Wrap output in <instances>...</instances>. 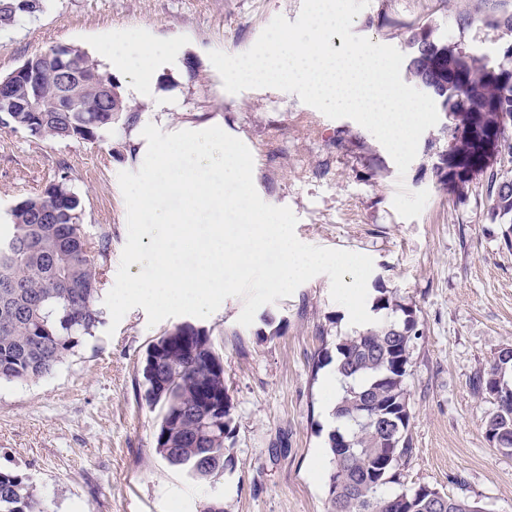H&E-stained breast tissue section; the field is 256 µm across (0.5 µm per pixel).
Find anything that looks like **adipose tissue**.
<instances>
[{
	"mask_svg": "<svg viewBox=\"0 0 512 512\" xmlns=\"http://www.w3.org/2000/svg\"><path fill=\"white\" fill-rule=\"evenodd\" d=\"M106 59L109 64L118 65L135 74L136 80L130 91L136 97L149 100L153 111L169 112L175 108L174 93L159 88L157 75L164 70L176 71L181 68L180 51L141 39L108 50Z\"/></svg>",
	"mask_w": 512,
	"mask_h": 512,
	"instance_id": "obj_1",
	"label": "adipose tissue"
}]
</instances>
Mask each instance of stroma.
I'll use <instances>...</instances> for the list:
<instances>
[{"mask_svg":"<svg viewBox=\"0 0 512 512\" xmlns=\"http://www.w3.org/2000/svg\"><path fill=\"white\" fill-rule=\"evenodd\" d=\"M302 0H44L35 17L0 31V79L29 57L72 46L107 71L98 46L140 36L174 43L178 73L160 74L177 94L173 111L153 112L130 98L137 119L113 124L95 141H43L0 130V212L65 181L80 198L83 231L105 242L98 259L102 292L115 283L127 241V209L117 176L135 170L140 121L168 126L222 118L226 133L250 149L253 182L273 206L289 207L306 244L370 256L368 288L395 291L418 310L406 379L412 418L411 453L401 481L428 484L458 498L512 512V456L488 442L485 423L496 406L475 393L473 379L512 344V217L492 219L483 181L464 194L441 191L432 173L446 149L440 127L421 136L406 174L383 145L352 119H331L297 94L273 88L228 93L209 53L249 50L278 15L296 21ZM512 14V0H370L354 34L404 49L408 28L429 23L437 35L464 40L480 56L497 58L500 31L480 24L488 14ZM477 24L459 29V16ZM428 191L418 218L397 214V183ZM239 297L226 299L195 326L224 359V384L236 424L234 467L209 483H193L153 452L158 412L144 399L142 364L150 342L186 316L149 325L143 309L119 324L103 318L52 374L25 384H0V469L37 484L48 512H199L213 497L225 512H325L331 464L324 438L332 395L318 362L325 342L350 334L348 310L319 275L266 305L276 317L239 324Z\"/></svg>","mask_w":512,"mask_h":512,"instance_id":"stroma-1","label":"stroma"}]
</instances>
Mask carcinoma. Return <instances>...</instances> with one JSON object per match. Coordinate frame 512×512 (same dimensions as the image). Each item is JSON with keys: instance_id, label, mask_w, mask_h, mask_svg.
Instances as JSON below:
<instances>
[{"instance_id": "1", "label": "carcinoma", "mask_w": 512, "mask_h": 512, "mask_svg": "<svg viewBox=\"0 0 512 512\" xmlns=\"http://www.w3.org/2000/svg\"><path fill=\"white\" fill-rule=\"evenodd\" d=\"M26 17L20 0H0V30ZM417 32L407 37L406 72L414 86L439 103L451 116L470 115L468 135H448V148L433 173L439 188L459 195L483 180L493 202L492 216L512 213V181L494 169L497 154L512 151V42L495 62L474 54L468 45L436 37L420 47ZM81 75L115 85L86 53L77 51ZM61 74L53 52L44 54L37 104L40 112H9L3 120L38 140H96L112 129L101 109L112 102L95 100L88 86L89 112H58ZM469 170L456 184L448 178V160ZM80 198L63 181L12 207L0 224V384L35 382L50 374L63 359L93 335L101 323L98 305L100 279L97 256L82 230ZM373 311L382 318L370 327L336 338L324 346L323 360H336L343 393L334 416L343 427L325 441L331 456L326 483L327 512H385L396 497L400 467L410 442L391 446L386 430L394 419L407 429L412 413L406 389L410 362L404 351L392 353L395 338L418 336L417 309L384 289L377 290ZM157 361L160 385L142 372L144 398L161 405L156 437H168L170 448L154 451L189 479L207 482L233 467L235 434L231 411L215 426L213 411L224 404V360L206 333L186 323L174 327L149 346L145 361ZM512 364V348H502L489 369L478 378L477 390L492 396L497 364ZM486 436L495 448L512 455V401L497 406L486 422ZM409 512H480L478 500L458 499L420 484L400 489ZM0 512H46L44 499L30 478L19 471L0 470Z\"/></svg>"}]
</instances>
